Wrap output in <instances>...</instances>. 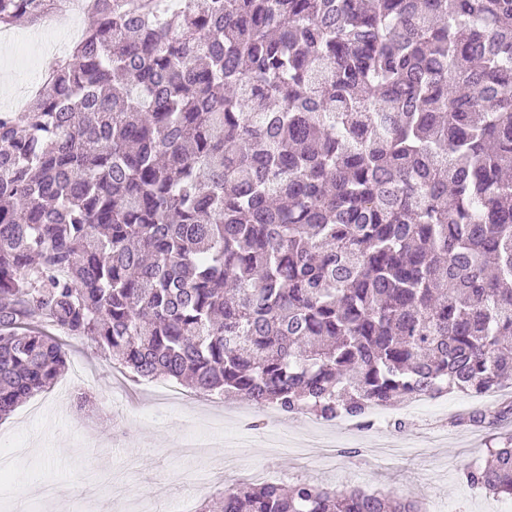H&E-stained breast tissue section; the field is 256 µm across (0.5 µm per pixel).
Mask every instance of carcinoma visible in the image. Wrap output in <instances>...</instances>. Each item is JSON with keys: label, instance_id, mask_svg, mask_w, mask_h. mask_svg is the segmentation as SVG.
<instances>
[{"label": "carcinoma", "instance_id": "obj_1", "mask_svg": "<svg viewBox=\"0 0 512 512\" xmlns=\"http://www.w3.org/2000/svg\"><path fill=\"white\" fill-rule=\"evenodd\" d=\"M55 0H0V28ZM0 109V418L86 339L322 419L512 381V0H90ZM466 480L512 497V438ZM221 512H422L236 486Z\"/></svg>", "mask_w": 512, "mask_h": 512}]
</instances>
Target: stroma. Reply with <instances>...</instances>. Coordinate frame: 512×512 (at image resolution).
<instances>
[{"mask_svg":"<svg viewBox=\"0 0 512 512\" xmlns=\"http://www.w3.org/2000/svg\"><path fill=\"white\" fill-rule=\"evenodd\" d=\"M66 351L67 368L55 384L0 421V455L11 460L0 478V512H155L185 499L195 506L224 486L249 484L255 466L279 474L283 485L308 480L412 497L425 512H504L512 504L465 478L468 467L512 437V394L486 402L455 390L425 414L380 429L366 417L323 425L321 434L334 443L330 472L316 458L273 456L266 447L267 432L305 434L307 416L242 423L236 413L244 401L219 395L186 410L155 407L154 383L130 384L89 342L67 339ZM82 392L92 394L95 409L77 405ZM479 411L485 422L472 423ZM116 416L129 433L119 443L112 440ZM241 432L250 445L230 456L223 442ZM200 468L211 470L216 484L188 490V475Z\"/></svg>","mask_w":512,"mask_h":512,"instance_id":"stroma-1","label":"stroma"}]
</instances>
